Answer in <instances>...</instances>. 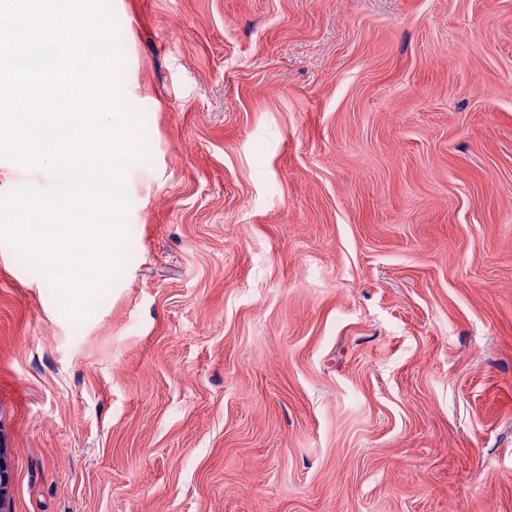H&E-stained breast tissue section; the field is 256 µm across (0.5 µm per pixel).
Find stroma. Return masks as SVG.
Wrapping results in <instances>:
<instances>
[{
  "label": "stroma",
  "instance_id": "35a3bbf8",
  "mask_svg": "<svg viewBox=\"0 0 512 512\" xmlns=\"http://www.w3.org/2000/svg\"><path fill=\"white\" fill-rule=\"evenodd\" d=\"M147 166L73 328L0 243L12 512H512V0H111Z\"/></svg>",
  "mask_w": 512,
  "mask_h": 512
}]
</instances>
